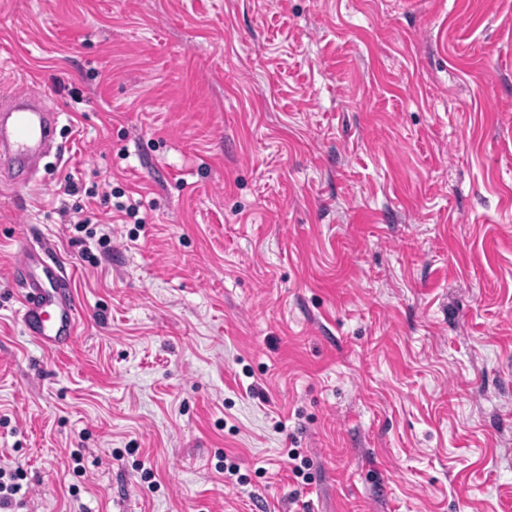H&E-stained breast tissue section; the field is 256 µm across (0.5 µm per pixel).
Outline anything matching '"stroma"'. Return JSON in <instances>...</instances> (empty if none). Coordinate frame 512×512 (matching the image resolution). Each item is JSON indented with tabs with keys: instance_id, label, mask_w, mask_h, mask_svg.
<instances>
[{
	"instance_id": "stroma-1",
	"label": "stroma",
	"mask_w": 512,
	"mask_h": 512,
	"mask_svg": "<svg viewBox=\"0 0 512 512\" xmlns=\"http://www.w3.org/2000/svg\"><path fill=\"white\" fill-rule=\"evenodd\" d=\"M2 90L61 114L0 194L14 512H512V0H0ZM12 276L21 284L19 317L29 336L46 350L68 349L81 317L73 273L51 259L46 248H26L13 266Z\"/></svg>"
}]
</instances>
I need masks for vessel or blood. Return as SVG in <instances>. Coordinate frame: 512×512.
Returning <instances> with one entry per match:
<instances>
[{
	"label": "vessel or blood",
	"instance_id": "1",
	"mask_svg": "<svg viewBox=\"0 0 512 512\" xmlns=\"http://www.w3.org/2000/svg\"><path fill=\"white\" fill-rule=\"evenodd\" d=\"M59 120V112L30 95L0 97V174H33L39 156L55 145ZM12 276L21 285L19 317L29 336L44 349H68L81 317L72 272L47 262L45 250L26 248Z\"/></svg>",
	"mask_w": 512,
	"mask_h": 512
}]
</instances>
